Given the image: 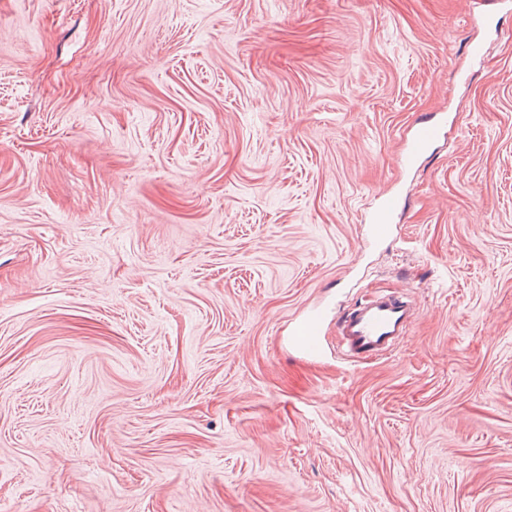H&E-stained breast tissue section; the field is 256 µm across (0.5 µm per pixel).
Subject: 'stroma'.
<instances>
[{
	"instance_id": "35a3bbf8",
	"label": "stroma",
	"mask_w": 512,
	"mask_h": 512,
	"mask_svg": "<svg viewBox=\"0 0 512 512\" xmlns=\"http://www.w3.org/2000/svg\"><path fill=\"white\" fill-rule=\"evenodd\" d=\"M0 512H512V0H0ZM441 135V127L437 124H422L415 128L407 146L408 160L422 155L427 147ZM398 207L399 202L393 197H387L380 201L373 218L375 236L383 237L388 233L391 218ZM410 318L411 308L401 296L380 294L344 316L339 332L352 356L384 357L393 352L396 340L406 334ZM319 319L311 316L303 320L296 328L294 341L302 350L315 354L320 350V343L317 338Z\"/></svg>"
}]
</instances>
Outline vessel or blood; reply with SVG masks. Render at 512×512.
<instances>
[{
  "mask_svg": "<svg viewBox=\"0 0 512 512\" xmlns=\"http://www.w3.org/2000/svg\"><path fill=\"white\" fill-rule=\"evenodd\" d=\"M440 135L439 125L422 124L416 127L406 146L407 158L422 155ZM398 207L399 202L395 198L380 201L373 218L375 236L382 237L388 233L391 218ZM318 323V317L312 316L303 320L295 330L296 345L310 354L320 350ZM410 323L411 308L407 301L393 293L380 294L358 304L344 316L339 324V332L352 356L384 357L393 352L396 340L405 335Z\"/></svg>",
  "mask_w": 512,
  "mask_h": 512,
  "instance_id": "obj_1",
  "label": "vessel or blood"
}]
</instances>
